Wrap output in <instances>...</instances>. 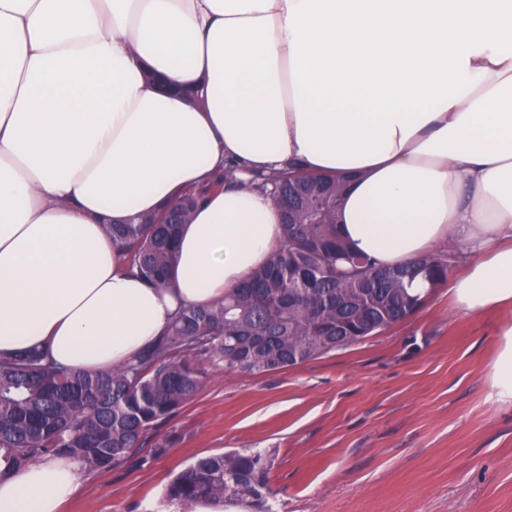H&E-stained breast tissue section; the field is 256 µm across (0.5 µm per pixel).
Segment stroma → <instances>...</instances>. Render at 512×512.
<instances>
[{
	"instance_id": "1",
	"label": "stroma",
	"mask_w": 512,
	"mask_h": 512,
	"mask_svg": "<svg viewBox=\"0 0 512 512\" xmlns=\"http://www.w3.org/2000/svg\"><path fill=\"white\" fill-rule=\"evenodd\" d=\"M512 306L460 310L449 285L402 322L282 370L215 371L155 434L153 465L81 471L63 512H178L170 478L200 457L269 452L277 512H512V397L492 381ZM178 438L179 436L176 434V432L159 438L151 445L146 454L140 456L137 459V463L141 467L151 466L154 461L161 458L168 452L169 448L174 446V444L178 441Z\"/></svg>"
}]
</instances>
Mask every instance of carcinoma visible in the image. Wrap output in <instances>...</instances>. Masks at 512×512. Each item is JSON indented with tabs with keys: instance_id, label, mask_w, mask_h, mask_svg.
<instances>
[{
	"instance_id": "obj_1",
	"label": "carcinoma",
	"mask_w": 512,
	"mask_h": 512,
	"mask_svg": "<svg viewBox=\"0 0 512 512\" xmlns=\"http://www.w3.org/2000/svg\"><path fill=\"white\" fill-rule=\"evenodd\" d=\"M234 173L225 169L180 202L194 207ZM251 183L263 191L277 187L278 208L293 194L297 222L284 225L266 264L224 298L178 311L152 345L108 369L69 373L43 351L0 358V459L12 468L51 456L75 459L88 471L118 467L198 394L211 378L209 367L259 374L304 363L398 324L447 281L448 254L440 251L395 267L352 253L339 234L336 206L321 210L313 197L319 183L342 203L336 177L293 165L255 173ZM152 219L140 215L106 232L139 277L167 288L180 225ZM177 441V434L165 435L137 463L152 465ZM270 466V454L260 450L200 457L167 483L163 496L184 509L224 504L271 512Z\"/></svg>"
}]
</instances>
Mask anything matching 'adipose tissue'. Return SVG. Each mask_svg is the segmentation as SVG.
<instances>
[{
	"label": "adipose tissue",
	"mask_w": 512,
	"mask_h": 512,
	"mask_svg": "<svg viewBox=\"0 0 512 512\" xmlns=\"http://www.w3.org/2000/svg\"><path fill=\"white\" fill-rule=\"evenodd\" d=\"M170 285L103 221L153 214L228 163ZM349 179L338 230L383 266L475 257L458 305L512 302V0H0V356L125 363L284 236L253 172ZM80 465L0 477V512H59Z\"/></svg>",
	"instance_id": "1"
}]
</instances>
